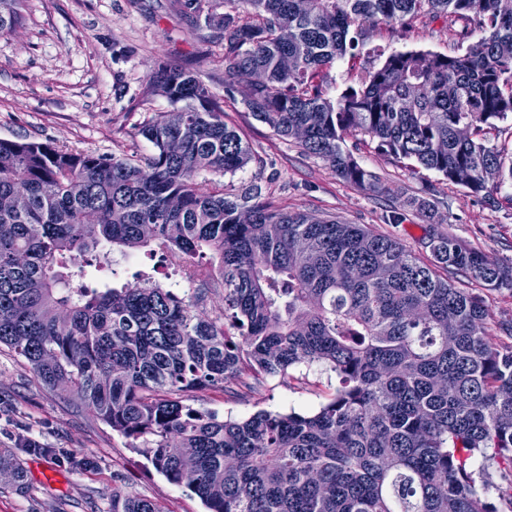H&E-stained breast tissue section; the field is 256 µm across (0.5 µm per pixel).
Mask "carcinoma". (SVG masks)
<instances>
[{
	"mask_svg": "<svg viewBox=\"0 0 512 512\" xmlns=\"http://www.w3.org/2000/svg\"><path fill=\"white\" fill-rule=\"evenodd\" d=\"M22 2L0 0L1 35L22 24ZM298 2L181 7L224 44L225 91L242 87L249 112L283 139L304 129L299 146L343 181L387 192L346 146L361 135L476 197L512 184V150L486 136L512 114V56L500 52L512 44V0ZM449 16L476 24L465 54L394 52L359 86L324 93V72L379 26ZM284 55L294 71L281 68ZM148 92L173 111L141 125L146 155L0 139V200H11L0 207V346L208 512H512V342L490 338L482 294L437 273L512 291V260L440 226L427 264L360 224L277 207L257 187L240 203L224 176L262 159L224 122L223 102L168 63ZM115 249H144L161 268L175 261L193 291L146 272L139 288L88 287V270L113 273ZM218 288L223 310L201 316ZM313 363L339 386L312 415L238 420L192 404L205 390L255 393ZM2 471L25 484L9 448ZM112 512L162 510L116 490Z\"/></svg>",
	"mask_w": 512,
	"mask_h": 512,
	"instance_id": "cac0c4a2",
	"label": "carcinoma"
}]
</instances>
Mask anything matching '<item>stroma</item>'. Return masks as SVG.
<instances>
[{"label":"stroma","mask_w":512,"mask_h":512,"mask_svg":"<svg viewBox=\"0 0 512 512\" xmlns=\"http://www.w3.org/2000/svg\"><path fill=\"white\" fill-rule=\"evenodd\" d=\"M25 21L0 36V138L27 137L59 146L117 155L149 152L141 124L168 112L165 97L147 92L159 63L198 70L224 100V120L236 127L261 159L225 176L224 190L241 194L261 185L265 197L291 210L363 224L400 240L421 261L433 231L427 218L407 210L403 223L389 221L393 207L414 197L437 200L447 230L492 259H512V188L489 204L449 184L433 171L415 172L381 155L373 142L346 144L388 192L375 196L339 179L328 162L276 136L248 112L241 99L224 95L223 52L181 14L177 0H25ZM465 17L394 24L359 47L355 58L336 61L324 90L337 97L378 68L391 53L429 50L464 54L475 40ZM455 284L483 292L493 338L512 324V291L484 290L457 277ZM338 385L325 365H302L292 377L269 378L255 395L230 397L219 390L197 395L199 408L237 419L260 410L308 414L329 402ZM37 441L39 449L28 448ZM0 446L12 449L27 475L24 488L0 482V512H112L120 489L157 502L162 512H205L186 487L167 481L128 441L76 397L38 381L27 364L0 347ZM90 467H81V460Z\"/></svg>","instance_id":"1"}]
</instances>
